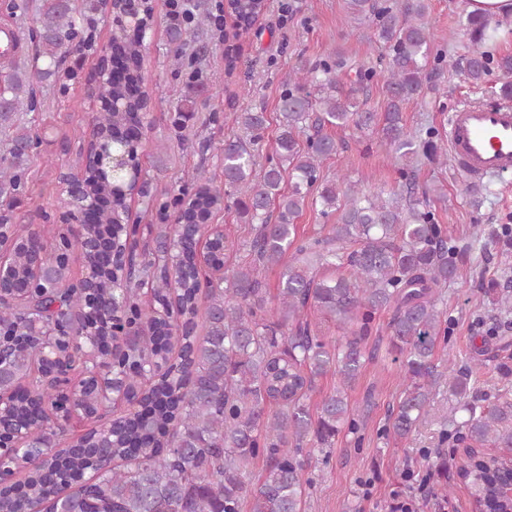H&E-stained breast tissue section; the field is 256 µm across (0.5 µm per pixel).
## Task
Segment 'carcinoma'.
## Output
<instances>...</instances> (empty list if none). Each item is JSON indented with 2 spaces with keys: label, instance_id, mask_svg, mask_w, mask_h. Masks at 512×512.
I'll use <instances>...</instances> for the list:
<instances>
[{
  "label": "carcinoma",
  "instance_id": "cac0c4a2",
  "mask_svg": "<svg viewBox=\"0 0 512 512\" xmlns=\"http://www.w3.org/2000/svg\"><path fill=\"white\" fill-rule=\"evenodd\" d=\"M103 0H38L33 22L35 59L20 66L15 58L0 62V129L8 131L9 164L0 168V200L9 203L19 188L18 171L30 157L31 134L20 118L34 112L40 88L65 86L78 73L65 66L73 50L93 47L97 16ZM351 14L367 20L381 46L378 67L360 65L345 85L339 73L350 68L334 52L303 59L280 87L278 128L272 154L260 161L259 146L267 129L266 113L243 109L224 117L237 131L224 139V184L198 172L193 191L155 212L159 248L134 264L130 282L112 286V273L101 267L89 288L101 305L112 301V312L76 330L72 314L81 307L84 288L67 281L72 243L64 234L42 242V254L28 247L34 232L24 224L0 217V240L11 243L10 279L4 292L27 290L13 303L0 302V392L12 391L29 379L43 396L34 367L62 359L81 368L86 383L87 415L101 418L107 394L140 390L147 375L167 371L153 383L141 410L114 428L94 430L90 446L107 448L110 459L96 475L81 478L93 455L56 448L66 426L50 418L33 424V444L50 448L47 462L27 471L18 488L0 489V512H18V495L45 504L46 512H303L305 471L315 452L331 446L336 435L359 433L347 391L374 352L367 349L372 323L380 311L392 312L388 322V353L404 372L402 396L386 426L394 440L408 438L429 414L432 388L448 382V391L462 396L468 375L448 364L434 363L436 343L445 325V287L458 273L460 249L438 223L425 200L414 197L413 178L405 160L440 154L439 136L431 126L416 133L406 129L403 107L432 90L444 71L443 53H432L427 0H347ZM263 0H227L219 13L195 14L168 24L173 43L189 44L203 26L219 27L220 13L239 22L231 38L244 43L263 15ZM155 23L152 0H146L138 35L110 30L112 54L125 64V77L102 85V97L123 99L133 106L142 91V45ZM468 37L467 54L452 61L465 80L478 85L490 70L505 81L501 99H512V55H494L486 41L494 38L499 21L467 16L461 23ZM384 73V111L373 112L358 94ZM170 116L172 127L186 128L195 97ZM126 122L123 112H101L91 133L113 134ZM378 132L399 165L404 185L378 193L366 192L345 177L329 178L323 162L338 151L329 128ZM99 201L98 222L88 229L91 241L107 238L120 247L137 234V225L116 224L128 209V198L112 188L106 176L89 184ZM320 206L336 223L311 237L298 232L295 219L303 208ZM233 209L250 225L247 239L235 244L215 232L209 242L211 262L224 265V252H244L221 274H203L195 263L191 230L204 231L213 212ZM478 239L512 247V228L476 227ZM281 268L276 294L265 287L262 274ZM147 281L157 300L173 295L183 333L171 357V325L156 308L139 302L134 283ZM204 334H197L199 311ZM336 322L340 341H328L309 319V312ZM331 374L336 389L316 411L307 399L315 381ZM466 417L448 420L440 444L474 448L490 445L499 454L466 457L460 473L474 488L476 500L490 498L502 465L512 454V401L463 403Z\"/></svg>",
  "mask_w": 512,
  "mask_h": 512
}]
</instances>
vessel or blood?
<instances>
[{
    "instance_id": "1",
    "label": "vessel or blood",
    "mask_w": 512,
    "mask_h": 512,
    "mask_svg": "<svg viewBox=\"0 0 512 512\" xmlns=\"http://www.w3.org/2000/svg\"><path fill=\"white\" fill-rule=\"evenodd\" d=\"M448 148L474 179L512 174V105L466 103L448 116Z\"/></svg>"
}]
</instances>
